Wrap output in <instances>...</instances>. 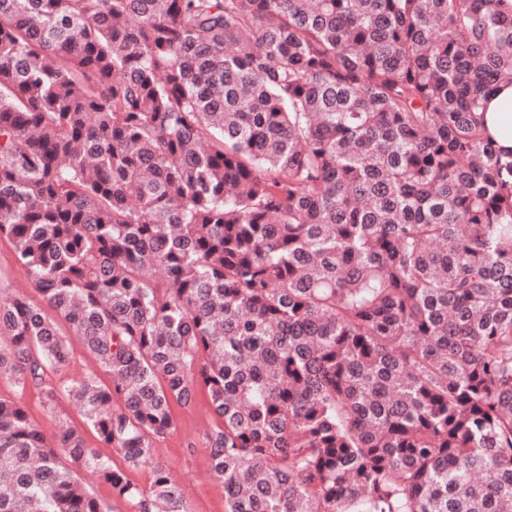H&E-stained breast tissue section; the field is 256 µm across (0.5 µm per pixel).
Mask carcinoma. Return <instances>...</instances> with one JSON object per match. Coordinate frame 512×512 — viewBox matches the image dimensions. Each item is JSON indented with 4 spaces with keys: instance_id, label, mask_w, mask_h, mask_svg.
<instances>
[{
    "instance_id": "1",
    "label": "carcinoma",
    "mask_w": 512,
    "mask_h": 512,
    "mask_svg": "<svg viewBox=\"0 0 512 512\" xmlns=\"http://www.w3.org/2000/svg\"><path fill=\"white\" fill-rule=\"evenodd\" d=\"M501 82L512 0H0V375L152 474L0 399V512H187L199 384L224 512H512ZM489 132L505 150L512 149V85L501 86L485 115ZM0 301L8 300L15 291H22L30 303L43 305L42 296L27 285L23 272L15 265L14 249L6 239H0ZM66 336L65 340L69 351V359L66 365L57 373L56 382H68L79 378L90 370H97V365L92 355L85 348L82 339L76 336L69 329L67 324L62 321ZM173 427L156 441V459L178 481L188 512H224V486L209 475L205 433L218 424L207 390L198 386L194 403L173 404Z\"/></svg>"
}]
</instances>
